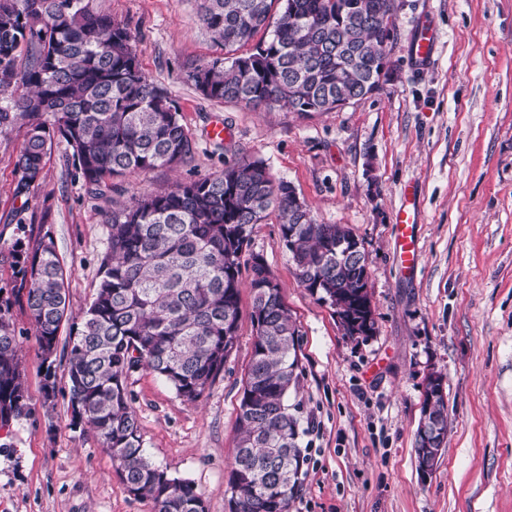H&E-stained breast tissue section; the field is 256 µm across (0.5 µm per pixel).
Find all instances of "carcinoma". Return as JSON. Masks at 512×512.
Listing matches in <instances>:
<instances>
[{
  "label": "carcinoma",
  "mask_w": 512,
  "mask_h": 512,
  "mask_svg": "<svg viewBox=\"0 0 512 512\" xmlns=\"http://www.w3.org/2000/svg\"><path fill=\"white\" fill-rule=\"evenodd\" d=\"M397 11L396 0H200L199 19L224 43L225 57L195 66L188 78L211 101L331 112L370 91L395 47L384 38L396 32ZM270 25V39L238 54ZM134 41L125 24L91 12L86 0H0V130L41 118L15 161L16 194L37 182L57 136L73 150L75 175L96 192L114 177L189 162L194 144L179 108L141 70ZM294 192L254 160L133 198L106 221L100 278L78 316L53 241L16 238L5 256L13 286L0 299V428L32 413L12 315L18 303L43 355L56 353L60 328L71 322V425L98 435L128 493L151 500L154 512H206L193 481L147 457L128 380L132 367L146 368L183 401L199 402L236 344L246 286L254 340L228 509L290 512L307 463L299 404L290 403L301 333L265 259L249 252L254 229L276 215L298 283L341 317L359 319L370 302L364 247L336 246L356 236L319 223ZM42 363L43 398L51 402L56 373L53 361ZM447 432L448 406L437 403L416 431L414 451L427 442L445 448Z\"/></svg>",
  "instance_id": "1"
}]
</instances>
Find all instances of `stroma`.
<instances>
[{"label": "stroma", "instance_id": "stroma-1", "mask_svg": "<svg viewBox=\"0 0 512 512\" xmlns=\"http://www.w3.org/2000/svg\"><path fill=\"white\" fill-rule=\"evenodd\" d=\"M135 37L143 72L177 103L195 148L191 164L116 177L102 196L75 179L72 149L54 140L42 175L18 196L16 156L28 124L0 132V252L18 219L52 237L73 312L91 302L108 214L143 195L263 160L324 224L363 242L376 332L346 335L329 304L299 286L276 218L251 242L283 287L300 330L297 400L308 463L290 512H512V0H403L393 76L333 112L253 111L203 98L190 66L223 57L196 0H89ZM438 34L417 68V27ZM223 141L208 132L215 121ZM414 185L421 248L416 273L395 256L394 213ZM250 290L223 372L195 404L159 376L128 389L142 444L157 465L192 480L207 512H228L242 378L253 344ZM30 419L0 430V512H153L129 495L95 432L72 427L68 398H42L41 357L24 308L12 309ZM446 380L448 441L421 477L414 453L423 386Z\"/></svg>", "mask_w": 512, "mask_h": 512}]
</instances>
